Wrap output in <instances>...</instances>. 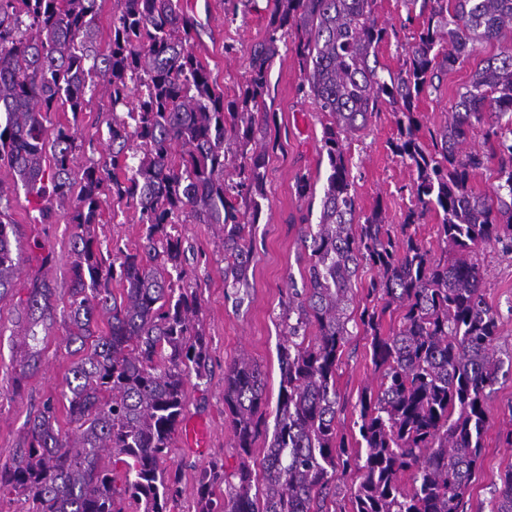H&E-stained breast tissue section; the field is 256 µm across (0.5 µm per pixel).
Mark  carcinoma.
<instances>
[{
  "instance_id": "obj_1",
  "label": "carcinoma",
  "mask_w": 512,
  "mask_h": 512,
  "mask_svg": "<svg viewBox=\"0 0 512 512\" xmlns=\"http://www.w3.org/2000/svg\"><path fill=\"white\" fill-rule=\"evenodd\" d=\"M402 2L422 25L393 72L379 63L390 31L374 15V0H275L267 37L246 54L245 86L229 100L192 52L198 22L180 0H118L104 51L95 41L97 0H0V163L38 223L66 205L74 224L66 305L57 310L54 289L38 276L19 299L28 326L23 366L38 367L39 331L58 317L66 346L81 354L63 393L72 429L62 431L57 400L48 397L29 421L26 447L0 463L1 497L31 501L29 512H125L127 503L136 512H170L182 496L179 474L163 464L187 385L208 378L210 356L178 225L186 217L215 225L224 287L236 295L250 288L265 156L277 145L269 75L288 37L303 75L299 90L326 118L330 167L319 221L304 230L308 287L288 288L280 303L279 392L260 460L253 448L265 375L245 357L224 368V412L240 463L230 474L216 462L198 471L196 512H328L339 470L355 475L351 512H462L503 368L481 255L488 246L512 254V49L474 71L448 120L429 132L431 151L420 142L417 108L478 46L512 34V0ZM96 90L112 105L103 161L93 157L94 140L76 132ZM383 107L396 119L392 152L414 174L405 225L442 211L443 259L411 234L391 236L381 204L358 213L344 141ZM59 110L72 121L53 123ZM484 123L487 153L466 147L470 129ZM77 151L90 154L79 172ZM492 161L493 191L477 195L471 175ZM316 185L298 175V197H314ZM104 195L134 209L142 228L134 246L102 250L95 229ZM11 209L12 194L0 187V302L14 290L24 249L46 248L39 238L23 244ZM364 266L376 277L354 318ZM114 282L123 285L119 296ZM391 310L400 323L387 334ZM351 322L369 338L376 385L362 391L358 435L349 438L336 428V371ZM115 462L125 466L120 489ZM490 512H512V468Z\"/></svg>"
}]
</instances>
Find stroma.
Masks as SVG:
<instances>
[{"label":"stroma","mask_w":512,"mask_h":512,"mask_svg":"<svg viewBox=\"0 0 512 512\" xmlns=\"http://www.w3.org/2000/svg\"><path fill=\"white\" fill-rule=\"evenodd\" d=\"M184 10L199 23V36L192 45L196 57L207 66L211 78L231 98L246 80V52L263 41L274 0H181ZM380 22L394 34L379 51L381 65L398 70L402 50L412 43L420 22L409 18L399 0H375ZM512 45V40L480 47L464 65L449 71L437 93L423 97L418 104L424 128L443 124L451 112L461 87L487 57ZM302 74L288 47H281L269 77L268 104L275 114L276 136L280 147L265 160L266 200L253 235L254 261L249 271L250 290L238 298L224 286V253L217 231L210 224H183L181 233L192 254L186 265L187 280L197 285L201 295L199 315L209 338V377L200 387H189L187 405L178 425L168 467L179 472L185 492L172 512H194L192 495L196 473L212 462L234 471L239 456L233 446L231 422L224 414V367L239 355H247L266 374L268 404H275L279 391L277 351L283 338L276 319L279 304L289 287L307 285V254L301 242L304 225L317 223L319 200L301 199L295 193L298 174L326 179L329 170L321 150L323 117L312 99L299 90ZM397 136L395 118L389 110L374 115L364 133L346 142L357 204L362 212L382 205L392 235L410 231L433 255H440L437 226L440 216L427 213L418 224L405 226L411 206L410 170L391 149ZM12 217L23 237L40 235L50 260L41 274L55 290L56 305L67 300L70 266L73 260L70 240L73 226L67 209L56 212L53 223L36 224L23 194L13 196ZM96 233L102 244L118 240L135 244L141 235L133 209L125 203L105 199ZM484 264V294L499 320V347L503 358L512 357V254L487 248ZM15 299L0 303V462L8 461L27 436V421L48 396H61L64 377L74 360L66 348L65 329L55 324L50 330L41 363L36 370L23 372L24 329ZM375 382L367 339L355 331L343 348L336 373V390L344 407L336 421L340 433L355 432L353 407L366 386ZM489 427L485 434L482 466L465 497L464 512H490V504L500 485L499 477L512 467V446L504 435L512 428V367L504 366L495 393L487 402ZM206 427L210 443L197 452L187 444L190 428Z\"/></svg>","instance_id":"1"}]
</instances>
